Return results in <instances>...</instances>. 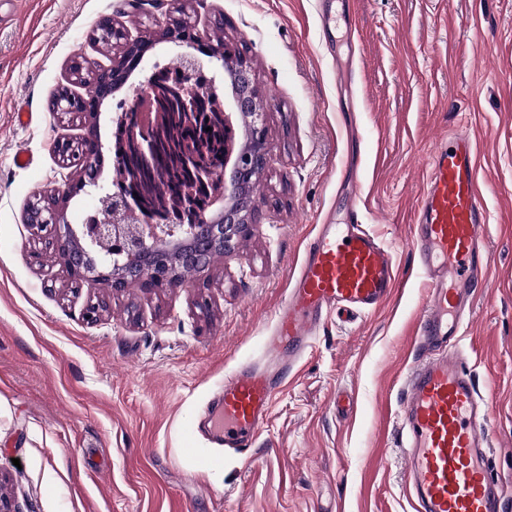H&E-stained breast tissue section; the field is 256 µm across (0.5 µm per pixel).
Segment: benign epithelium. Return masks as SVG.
Returning <instances> with one entry per match:
<instances>
[{
    "instance_id": "benign-epithelium-1",
    "label": "benign epithelium",
    "mask_w": 512,
    "mask_h": 512,
    "mask_svg": "<svg viewBox=\"0 0 512 512\" xmlns=\"http://www.w3.org/2000/svg\"><path fill=\"white\" fill-rule=\"evenodd\" d=\"M159 40L185 49L188 55L192 48V33L178 18L162 29ZM213 59L221 62L226 73L232 74L234 104L241 114L253 113L255 122L248 133L246 145L237 154L227 152L224 163H232L229 178L224 180V209L209 224H129L125 220L131 206V198L125 192L111 193L99 183L95 166L87 164L79 172H70L65 177L62 198H52L43 206L31 207L25 223L39 234L47 227L54 228L57 237L63 239L64 256L70 274L78 279L97 271L102 287L119 291L131 283L148 286L182 285L181 279L168 273L164 265L173 262L190 271L202 273L208 269L210 259L216 252L233 249L240 239L252 229V214L255 210V192L251 190L252 178L260 176L269 162L266 148V129L262 113L254 111L255 87L245 63L222 46L214 48ZM97 94L90 100L78 101V106L99 109L112 96L117 75L109 67L94 70ZM149 112H134L132 136L137 144V157L142 165L154 167L159 154L156 139V118L152 113L161 107V96L157 94L153 77L146 81ZM201 104V95L190 85L178 92L177 107L187 124L194 123V116ZM76 106V107H78ZM76 107L62 101L57 108L74 111ZM181 164L194 169L201 180L222 178V168L209 166L200 161L192 142L184 143L180 154ZM81 187H89L88 194L110 206L114 220L103 224H82L75 228L66 219L65 208L59 201H68L74 180Z\"/></svg>"
}]
</instances>
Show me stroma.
<instances>
[{"instance_id": "stroma-1", "label": "stroma", "mask_w": 512, "mask_h": 512, "mask_svg": "<svg viewBox=\"0 0 512 512\" xmlns=\"http://www.w3.org/2000/svg\"><path fill=\"white\" fill-rule=\"evenodd\" d=\"M224 25L264 103L270 161L251 236L178 288L72 281L59 246L25 224L57 188L55 141H80L75 62L109 16L154 45L96 119L100 179L145 77L180 51L169 17ZM32 115L18 125V109ZM485 148L489 261L457 336L487 400L494 476L512 512V0H0V496L11 512H413L395 408L428 283L411 219L443 137ZM30 155L18 167L16 153ZM358 206L393 256L378 310L329 313L246 455L193 425L224 380L266 360L274 314L320 225ZM98 305L96 322L84 313Z\"/></svg>"}]
</instances>
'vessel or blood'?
I'll return each mask as SVG.
<instances>
[{
    "mask_svg": "<svg viewBox=\"0 0 512 512\" xmlns=\"http://www.w3.org/2000/svg\"><path fill=\"white\" fill-rule=\"evenodd\" d=\"M477 168L469 134L440 143L413 212L414 245L429 292L413 329L414 358L398 401V425L415 512H503L502 491L488 465L485 402L455 345L460 317L485 272L487 226ZM394 281L393 258L363 228L359 209H351L347 223L323 225L266 343L274 369L249 364L225 378L213 436L248 454L284 374L292 372L325 314L375 310Z\"/></svg>",
    "mask_w": 512,
    "mask_h": 512,
    "instance_id": "vessel-or-blood-1",
    "label": "vessel or blood"
}]
</instances>
